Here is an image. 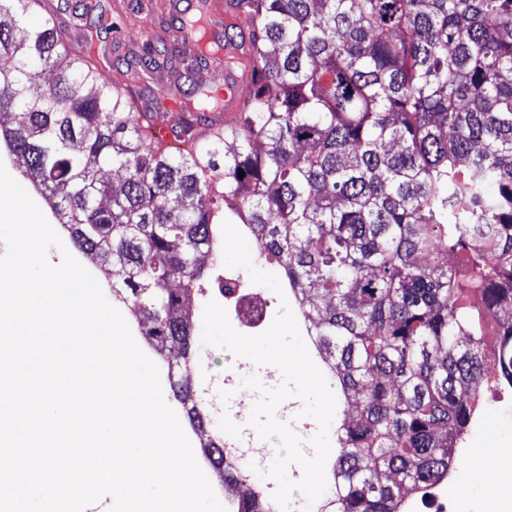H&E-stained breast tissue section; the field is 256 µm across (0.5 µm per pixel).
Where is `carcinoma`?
I'll use <instances>...</instances> for the list:
<instances>
[{"label":"carcinoma","mask_w":512,"mask_h":512,"mask_svg":"<svg viewBox=\"0 0 512 512\" xmlns=\"http://www.w3.org/2000/svg\"><path fill=\"white\" fill-rule=\"evenodd\" d=\"M249 25L147 39L116 64L57 0H0V144L53 223L112 265V288L164 358L173 399L235 512H276L196 391L192 301L224 300L222 223L243 224L309 325L340 397L328 512H404L454 465L479 407L485 340L512 374V0H227ZM28 12L42 15L25 26ZM245 68L239 121L198 77L175 119L154 71ZM108 68L112 79L99 81ZM55 74L43 85L39 74ZM166 123L176 145L154 130ZM124 174L118 188L100 173ZM245 176H239V172Z\"/></svg>","instance_id":"1"}]
</instances>
